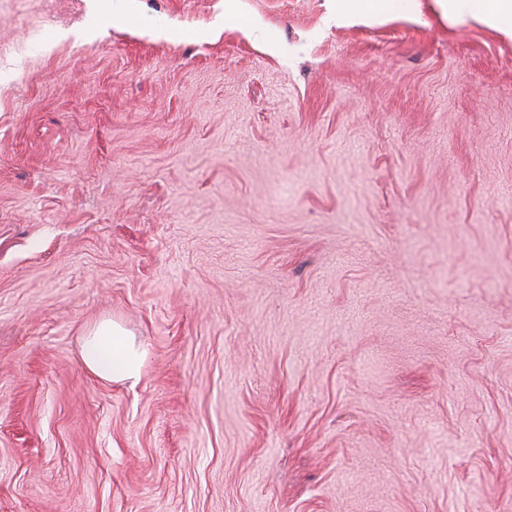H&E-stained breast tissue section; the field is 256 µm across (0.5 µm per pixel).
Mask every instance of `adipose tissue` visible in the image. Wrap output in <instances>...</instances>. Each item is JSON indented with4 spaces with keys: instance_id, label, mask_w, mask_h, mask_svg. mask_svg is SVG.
I'll use <instances>...</instances> for the list:
<instances>
[{
    "instance_id": "adipose-tissue-1",
    "label": "adipose tissue",
    "mask_w": 512,
    "mask_h": 512,
    "mask_svg": "<svg viewBox=\"0 0 512 512\" xmlns=\"http://www.w3.org/2000/svg\"><path fill=\"white\" fill-rule=\"evenodd\" d=\"M448 17L472 20L512 38V0H447ZM145 350L113 321H103L90 332L83 351L85 366L95 375L115 381L138 380Z\"/></svg>"
}]
</instances>
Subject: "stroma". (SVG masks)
<instances>
[{
  "instance_id": "stroma-1",
  "label": "stroma",
  "mask_w": 512,
  "mask_h": 512,
  "mask_svg": "<svg viewBox=\"0 0 512 512\" xmlns=\"http://www.w3.org/2000/svg\"><path fill=\"white\" fill-rule=\"evenodd\" d=\"M344 5L0 0V512H512V39ZM146 351L114 321H102L89 333L83 351L85 366L112 381H137Z\"/></svg>"
}]
</instances>
